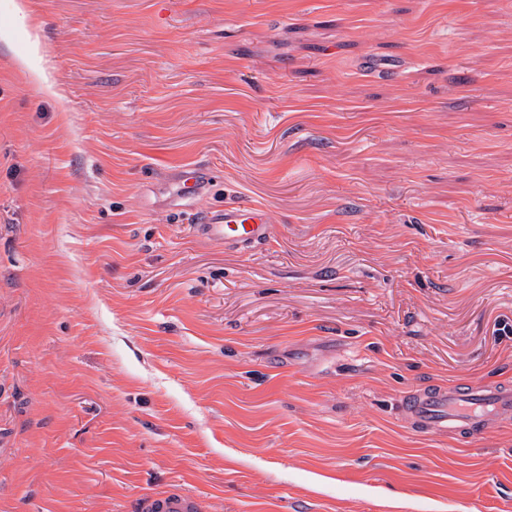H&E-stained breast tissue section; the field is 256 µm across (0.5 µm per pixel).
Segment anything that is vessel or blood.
Returning <instances> with one entry per match:
<instances>
[{
    "mask_svg": "<svg viewBox=\"0 0 512 512\" xmlns=\"http://www.w3.org/2000/svg\"><path fill=\"white\" fill-rule=\"evenodd\" d=\"M199 229L207 237L223 241L225 247L239 248L264 243L270 236L271 221L264 208L236 202L207 214ZM400 411L417 432L472 439L512 418V385H427L406 395ZM139 508L141 512H199V503L191 494L166 491L144 497Z\"/></svg>",
    "mask_w": 512,
    "mask_h": 512,
    "instance_id": "1",
    "label": "vessel or blood"
}]
</instances>
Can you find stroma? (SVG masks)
<instances>
[{
	"label": "stroma",
	"instance_id": "obj_1",
	"mask_svg": "<svg viewBox=\"0 0 512 512\" xmlns=\"http://www.w3.org/2000/svg\"><path fill=\"white\" fill-rule=\"evenodd\" d=\"M0 0V512H512V0ZM196 168L202 190L176 196ZM267 208L242 249L198 232ZM270 224L264 208L236 202L207 214L199 229L211 239L224 241L226 248H239L264 243L270 236ZM400 411L417 432L473 439L497 422L512 417V385L481 382L448 387L426 385L406 395ZM141 512H199L197 499L186 492L166 491L144 497L139 503Z\"/></svg>",
	"mask_w": 512,
	"mask_h": 512
}]
</instances>
